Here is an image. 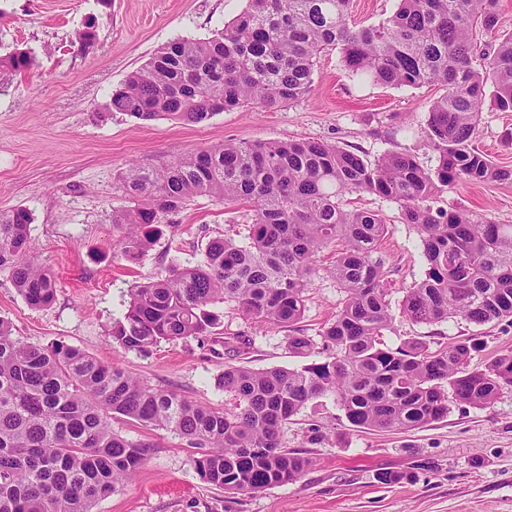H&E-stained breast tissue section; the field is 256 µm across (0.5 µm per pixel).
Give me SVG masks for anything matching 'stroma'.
<instances>
[{
	"label": "stroma",
	"mask_w": 512,
	"mask_h": 512,
	"mask_svg": "<svg viewBox=\"0 0 512 512\" xmlns=\"http://www.w3.org/2000/svg\"><path fill=\"white\" fill-rule=\"evenodd\" d=\"M247 5L248 0H0V56L22 48L35 58L28 70L0 75V212L19 206L32 211L35 260L57 282L54 303L35 310L0 273V317L11 322L16 338L79 347L142 381L215 408L230 401L219 385L225 365L299 369L325 360L321 349L291 353L287 329L249 324L229 305L219 308L223 337L252 341L237 354L194 339L129 352L110 336L136 281L175 263H196L212 238L226 235L245 243L252 215L242 202L196 198L164 225L138 263H129L113 251L120 230L112 212L126 203L121 183L131 165L159 169L229 140L295 139L329 142L370 161L397 152L416 155L427 168L437 163L435 153L421 145L420 133L438 88L360 82L334 49L318 54L310 95L276 109L251 105L202 124L171 117L144 122L104 111L112 91L158 47L178 36H211ZM91 22L98 38L84 48L76 35ZM475 145L493 163L512 169V112L485 103ZM344 202L381 213L387 222L376 256L384 263V286L396 311L383 333L389 347L418 337L443 348L476 336L483 347L469 361L471 371L512 350V319L478 326L458 317L426 325L399 316L405 289L427 269L420 232L403 223L398 204L383 197L354 193ZM434 204L512 224V181L451 184ZM331 261V251L321 253L308 291L299 327L309 336L335 319L345 299L328 273ZM315 426L330 432V440L311 443ZM112 428L150 449L139 472L93 512H512V389L484 407L450 403L447 418L410 431L354 429L332 398L319 399L292 417L282 433L287 447L309 452L313 466L295 482L248 495L207 485L194 468V449L172 432L122 416L113 418ZM382 472L400 473L402 479L380 483Z\"/></svg>",
	"instance_id": "stroma-1"
}]
</instances>
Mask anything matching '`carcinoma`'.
I'll use <instances>...</instances> for the list:
<instances>
[{
  "mask_svg": "<svg viewBox=\"0 0 512 512\" xmlns=\"http://www.w3.org/2000/svg\"><path fill=\"white\" fill-rule=\"evenodd\" d=\"M351 0H249L247 9L207 38H175L112 92L106 110L141 121L176 117L199 124L251 104L274 109L306 98L317 54L339 50L360 81L391 87L436 86L424 146L438 164L387 153L375 162L337 145L307 139L224 143L161 169L132 167L123 180L129 206L112 212L121 228L116 252L138 260L160 225L194 198L251 205L248 243L209 241L195 265L175 264L129 291L112 342L147 352L165 340L218 335L219 304L263 326L286 328L288 349L328 356L301 369L224 365L230 408L195 403L152 387L115 362L53 343L13 336L0 317V512H92L138 472L150 444L112 430L120 415L169 430L198 449L195 470L229 494H251L297 480L313 465L288 448V420L333 396L351 427L415 430L448 416L452 401L485 406L512 388V350L469 371L476 336L442 349L412 340L382 341L394 314L374 257L386 228L374 211L347 209L349 193L383 196L421 234L424 278L406 289L400 314L436 324L461 317L476 325L512 318V224L476 221L432 200L453 182L512 180L474 146L486 99L512 112V33L487 48L498 0H399L378 24L352 26ZM30 52L0 57V68L31 67ZM25 207L0 213V273L26 303L41 309L56 295L54 277L35 263ZM336 245L330 274L346 294L320 340L297 324L317 273L316 257Z\"/></svg>",
  "mask_w": 512,
  "mask_h": 512,
  "instance_id": "carcinoma-1",
  "label": "carcinoma"
}]
</instances>
